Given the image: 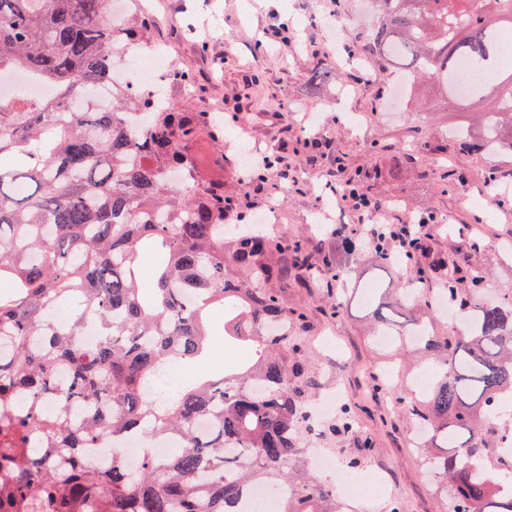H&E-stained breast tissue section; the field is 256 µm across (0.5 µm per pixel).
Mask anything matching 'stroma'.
<instances>
[{
  "label": "stroma",
  "instance_id": "obj_1",
  "mask_svg": "<svg viewBox=\"0 0 512 512\" xmlns=\"http://www.w3.org/2000/svg\"><path fill=\"white\" fill-rule=\"evenodd\" d=\"M155 25L141 39L139 55L164 44L169 65L188 70L194 91L175 86L170 101L188 112H212L224 127V158L230 164L284 153L300 184L271 175L263 186L235 184L213 163L207 143L197 147L202 175L224 178L238 190L248 218L275 206V238L319 248L331 266L347 274L351 300L332 314L326 298L337 283L326 271L315 280H289L285 295L311 329L305 347L316 359L321 390L341 389L356 419V432L371 452L353 476L381 475L382 499L353 501L355 512H434V482L411 461V430L403 413V386L385 389L381 375L394 354L370 335L373 303L359 298L364 286L402 289L416 280L405 261L380 264L369 246L337 248L327 229L336 224H405L431 214L430 245L445 261L487 272L473 297L512 295V207L488 200L489 178L512 185V156L468 153L456 143L437 151L439 133L460 114L425 112L414 92L397 96L401 75L369 54L349 57L366 45L376 23L373 0H346L341 19L328 27L324 0H153ZM335 71V80L311 87L314 68ZM363 181L379 204L355 216L337 189L342 180ZM479 241L473 250L466 237Z\"/></svg>",
  "mask_w": 512,
  "mask_h": 512
}]
</instances>
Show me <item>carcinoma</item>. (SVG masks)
Listing matches in <instances>:
<instances>
[{
  "instance_id": "obj_1",
  "label": "carcinoma",
  "mask_w": 512,
  "mask_h": 512,
  "mask_svg": "<svg viewBox=\"0 0 512 512\" xmlns=\"http://www.w3.org/2000/svg\"><path fill=\"white\" fill-rule=\"evenodd\" d=\"M108 2L0 0V71L57 91L0 100V512H247L257 484L286 489L279 512H345L302 468L319 382L282 288L292 269L314 274L312 254L237 228L240 202L224 179L200 176L191 152L205 141L224 154L209 113L129 87L99 108L115 51L136 34L112 26ZM376 4L371 55L461 106L483 101L503 71L512 0ZM461 61L486 77L465 93ZM454 140L511 155L512 83ZM278 166L268 156L248 180ZM444 295L466 322L412 338L437 362L406 405L422 432L413 461L437 483L438 512H512L487 424L493 401L512 393V301H476L451 281ZM415 302L404 292L377 309L376 333ZM218 307L224 344L247 348L245 365L210 357ZM52 308L68 311L65 324L50 322ZM90 322L98 338L86 346ZM171 362L197 375L158 401L145 384ZM353 432L340 419L320 435ZM132 437L174 446L146 449L132 470L120 455Z\"/></svg>"
}]
</instances>
